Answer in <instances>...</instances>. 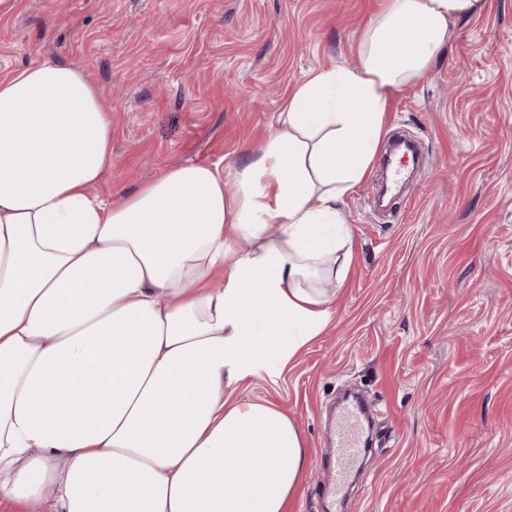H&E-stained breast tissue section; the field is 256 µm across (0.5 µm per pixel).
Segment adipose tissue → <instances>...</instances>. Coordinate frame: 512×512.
I'll use <instances>...</instances> for the list:
<instances>
[{
  "label": "adipose tissue",
  "instance_id": "obj_1",
  "mask_svg": "<svg viewBox=\"0 0 512 512\" xmlns=\"http://www.w3.org/2000/svg\"><path fill=\"white\" fill-rule=\"evenodd\" d=\"M483 0H386L360 64L296 85L227 194L180 163L120 202L111 110L78 65L0 81V512H287L296 424L225 387L332 320L387 105Z\"/></svg>",
  "mask_w": 512,
  "mask_h": 512
}]
</instances>
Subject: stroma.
<instances>
[{
  "mask_svg": "<svg viewBox=\"0 0 512 512\" xmlns=\"http://www.w3.org/2000/svg\"><path fill=\"white\" fill-rule=\"evenodd\" d=\"M385 0H14L0 13V81L44 59L85 69L112 110L114 202L167 166L217 167L226 186L274 133L296 83L358 62ZM385 131L424 164L402 218L362 182L342 207L355 237L327 329L287 365L225 394L269 401L302 431L309 466L288 512H322L323 421L363 393L379 429L336 512H512V0H484Z\"/></svg>",
  "mask_w": 512,
  "mask_h": 512,
  "instance_id": "1",
  "label": "stroma"
}]
</instances>
